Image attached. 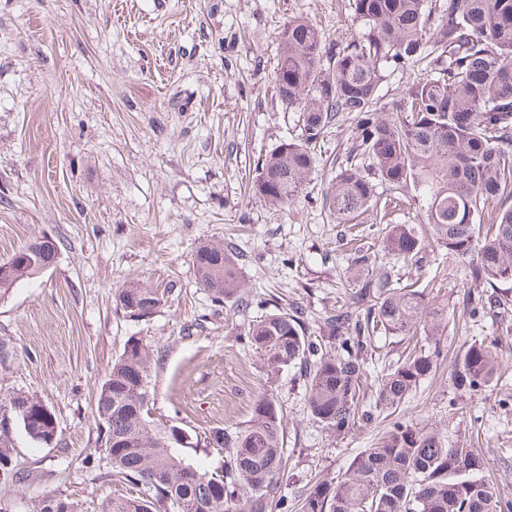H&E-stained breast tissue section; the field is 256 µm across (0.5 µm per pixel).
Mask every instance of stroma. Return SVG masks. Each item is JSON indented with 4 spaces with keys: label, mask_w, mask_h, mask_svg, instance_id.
Here are the masks:
<instances>
[{
    "label": "stroma",
    "mask_w": 512,
    "mask_h": 512,
    "mask_svg": "<svg viewBox=\"0 0 512 512\" xmlns=\"http://www.w3.org/2000/svg\"><path fill=\"white\" fill-rule=\"evenodd\" d=\"M294 18L328 47L364 30L352 0H0V262L37 237L60 244L51 269L0 299V337L19 353L0 388L41 399L58 426L49 445L13 434L30 472L18 512L48 493L80 512L132 495L107 476L96 418L100 384L131 336L161 353L153 418L192 439L245 424L262 397L280 402L289 503L376 438L373 423L329 438L307 413L298 369L270 372L243 339L250 322L293 305L307 335H326L324 318L351 295L339 285L350 231L324 196L352 120L317 142L314 178L293 202L274 208L249 194L258 161L299 133L274 82ZM224 239L242 256L253 300L244 312L212 302L195 279L196 247ZM399 275L435 277L431 300L459 318L439 338L443 357L467 335L500 337L504 352L496 387L458 392L440 366L402 420L477 449L512 495V312L470 319L463 299L480 286L467 261L443 253ZM133 279L161 299L140 320L116 302ZM89 455L98 469L84 467Z\"/></svg>",
    "instance_id": "stroma-1"
}]
</instances>
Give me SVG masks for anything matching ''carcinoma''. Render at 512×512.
Wrapping results in <instances>:
<instances>
[{"mask_svg": "<svg viewBox=\"0 0 512 512\" xmlns=\"http://www.w3.org/2000/svg\"><path fill=\"white\" fill-rule=\"evenodd\" d=\"M364 32L323 45L303 18L288 21L275 74L279 99L299 112L298 139L266 155L253 182L254 198L270 207L294 200L316 168L314 147L345 115L355 123L346 159L325 194L338 224H361L371 211L384 225L370 241L355 239L345 285L357 287L354 308L338 307L324 319L327 338H312L303 312L269 314L249 325L247 339L273 370L299 369L311 420L330 437L345 435L382 416L389 420L375 446L349 462L334 482L321 481L298 500L300 512H512L481 473L486 462L472 448L448 440L437 428L403 421L397 410L437 370L440 355L429 344L448 330V310L432 303L429 284L401 283L396 263L418 266L423 253L447 252L469 260L472 280L491 288L512 282V0H439L430 23L429 0H352ZM427 62L399 99L380 105L387 65ZM389 192L377 195V185ZM412 187L425 200L426 235L392 216L400 194ZM30 260L0 276V298L41 274L37 241L20 248ZM199 285L217 302L250 306L240 253L231 242H204L192 259ZM131 319L150 316L160 304L152 288L131 282L118 290ZM464 308L508 313L490 294H467ZM383 336H407L397 358L368 370ZM502 355L497 336L465 339L452 361L458 390L495 385ZM18 360L0 338V375ZM154 351L135 336L101 383L96 404L99 439L108 477L144 489L143 497L111 499L106 512H277L285 473L282 407L260 398L242 426L216 427L204 444L225 450L215 471L184 463L172 452L180 435L150 420V372ZM47 443L57 434L54 413L40 399L0 391V488L25 484L13 429ZM29 512H78L68 497L47 494Z\"/></svg>", "mask_w": 512, "mask_h": 512, "instance_id": "1", "label": "carcinoma"}]
</instances>
